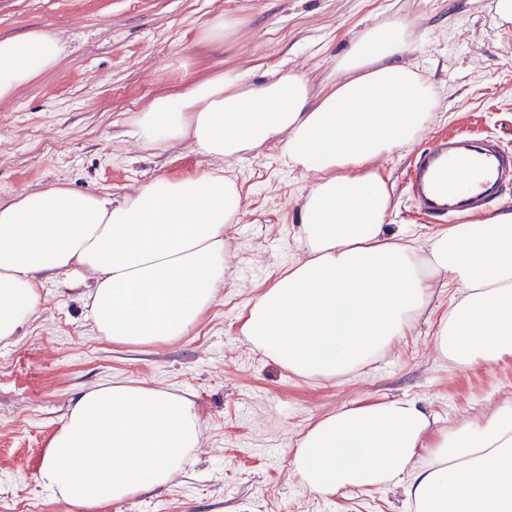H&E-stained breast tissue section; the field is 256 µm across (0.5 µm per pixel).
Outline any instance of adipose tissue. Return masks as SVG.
I'll use <instances>...</instances> for the list:
<instances>
[{
    "instance_id": "1",
    "label": "adipose tissue",
    "mask_w": 512,
    "mask_h": 512,
    "mask_svg": "<svg viewBox=\"0 0 512 512\" xmlns=\"http://www.w3.org/2000/svg\"><path fill=\"white\" fill-rule=\"evenodd\" d=\"M410 36L398 20L367 27L318 91L293 71L256 84L227 70L132 117L143 145L183 142L215 169L159 175L119 200L61 183L0 198V341L37 317L45 282L75 287L82 272L100 338L149 346L188 335L229 267L224 231L242 197L227 167L271 146L313 179L298 256L245 306L241 333L254 351L298 378L339 379L431 318L436 355L458 370L512 358V209L422 244L386 224L381 161L416 143L438 106L430 80L398 61ZM63 51L48 31L0 38V100ZM440 288L450 291L441 313ZM201 437L187 395L115 378L72 401L35 479L76 512H101L169 486ZM291 471L325 499L397 488L413 512H512V402L443 426L407 397L346 404L301 431Z\"/></svg>"
}]
</instances>
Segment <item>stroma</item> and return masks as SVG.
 <instances>
[{"label":"stroma","instance_id":"obj_1","mask_svg":"<svg viewBox=\"0 0 512 512\" xmlns=\"http://www.w3.org/2000/svg\"><path fill=\"white\" fill-rule=\"evenodd\" d=\"M496 0H0V37L57 34L63 58L0 101V197L56 182L122 198L158 175L208 170L181 143L141 146L131 117L151 98L236 69L254 82L296 71L321 85L368 26L410 23L401 57L436 86L434 121L414 145L384 160L387 219L423 239L435 232L414 209L408 175L434 140L467 132L512 150V25ZM224 13L240 26L218 43L204 23ZM242 214L227 233L231 266L212 307L188 336L130 347L95 336L84 288L46 282L42 309L13 343H0V512H74L37 484L46 444L69 402L115 377L189 393L203 443L167 489L105 512H408L399 489H351L321 499L290 472L294 442L317 416L351 401L404 396L440 419H466L512 399V359L461 371L437 358L419 321L385 355L334 381L289 375L241 334L245 304L298 254L294 227L310 175L267 148L232 165Z\"/></svg>","mask_w":512,"mask_h":512}]
</instances>
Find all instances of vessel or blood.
I'll list each match as a JSON object with an SVG mask.
<instances>
[{
	"instance_id": "1",
	"label": "vessel or blood",
	"mask_w": 512,
	"mask_h": 512,
	"mask_svg": "<svg viewBox=\"0 0 512 512\" xmlns=\"http://www.w3.org/2000/svg\"><path fill=\"white\" fill-rule=\"evenodd\" d=\"M512 188V152L491 137L457 133L418 155L410 197L435 223L451 224L487 209Z\"/></svg>"
}]
</instances>
